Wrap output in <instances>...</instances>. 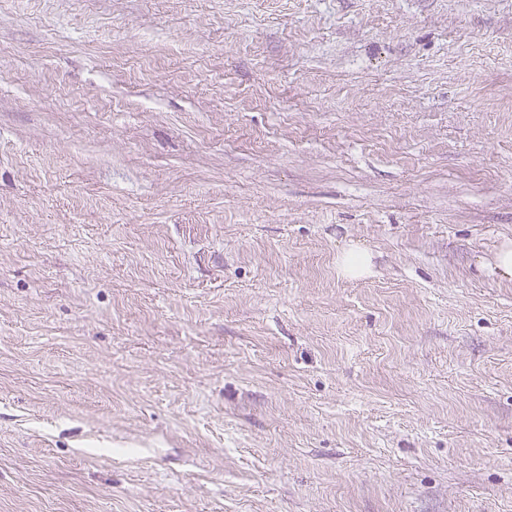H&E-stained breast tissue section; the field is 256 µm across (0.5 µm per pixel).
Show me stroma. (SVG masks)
Wrapping results in <instances>:
<instances>
[{
  "label": "stroma",
  "instance_id": "35a3bbf8",
  "mask_svg": "<svg viewBox=\"0 0 512 512\" xmlns=\"http://www.w3.org/2000/svg\"><path fill=\"white\" fill-rule=\"evenodd\" d=\"M506 246L512 0H0V512H512Z\"/></svg>",
  "mask_w": 512,
  "mask_h": 512
}]
</instances>
